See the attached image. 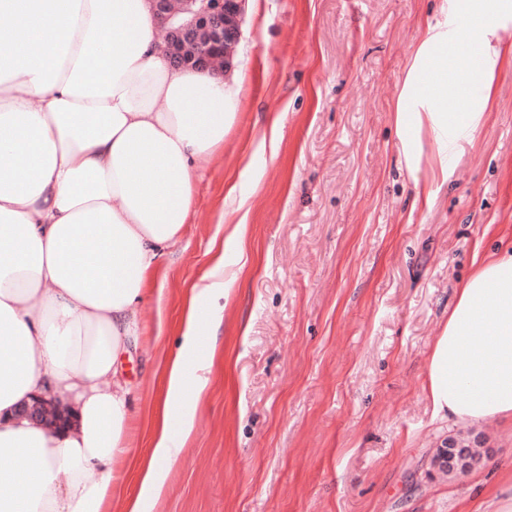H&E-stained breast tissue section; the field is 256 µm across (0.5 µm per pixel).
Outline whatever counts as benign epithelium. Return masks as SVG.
<instances>
[{
	"mask_svg": "<svg viewBox=\"0 0 512 512\" xmlns=\"http://www.w3.org/2000/svg\"><path fill=\"white\" fill-rule=\"evenodd\" d=\"M163 50L176 67L224 69L239 37L242 0H151ZM16 414L34 424L57 429L70 422L69 406L57 398L38 397Z\"/></svg>",
	"mask_w": 512,
	"mask_h": 512,
	"instance_id": "obj_1",
	"label": "benign epithelium"
}]
</instances>
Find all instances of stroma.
I'll list each match as a JSON object with an SVG mask.
<instances>
[{"label":"stroma","instance_id":"obj_1","mask_svg":"<svg viewBox=\"0 0 512 512\" xmlns=\"http://www.w3.org/2000/svg\"><path fill=\"white\" fill-rule=\"evenodd\" d=\"M440 3L243 0L236 122L198 163L194 215L120 365L143 455L184 294L246 222L222 357L147 512H497L512 423L434 418L425 363L462 284L512 239V64L473 145L449 153L450 182L417 198L393 101Z\"/></svg>","mask_w":512,"mask_h":512}]
</instances>
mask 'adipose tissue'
Wrapping results in <instances>:
<instances>
[{"instance_id":"obj_1","label":"adipose tissue","mask_w":512,"mask_h":512,"mask_svg":"<svg viewBox=\"0 0 512 512\" xmlns=\"http://www.w3.org/2000/svg\"><path fill=\"white\" fill-rule=\"evenodd\" d=\"M483 19L430 25L394 105L417 195L448 181V149L496 107L512 62V0H463ZM150 0H0V512H103L118 486L130 402L117 361L140 334L138 307L194 211L198 159L223 151L236 115L225 75L169 66ZM451 57L452 67L436 65ZM239 277L223 256L190 290L152 448L134 457L146 512L184 454L219 348L212 302ZM436 417L512 422V241L460 288L426 364ZM37 395L73 401L65 428L15 416Z\"/></svg>"}]
</instances>
